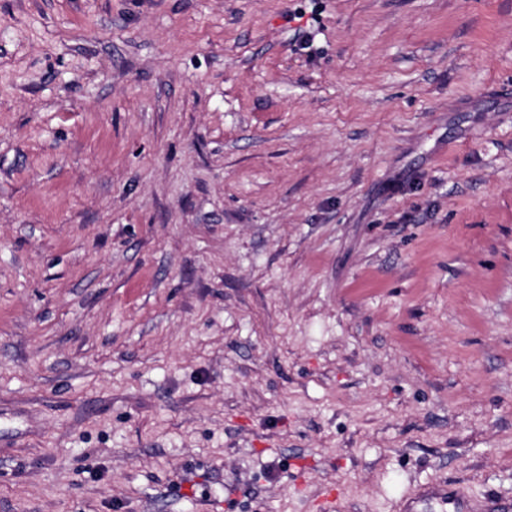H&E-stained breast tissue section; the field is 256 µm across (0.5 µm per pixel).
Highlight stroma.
Instances as JSON below:
<instances>
[{"instance_id": "obj_1", "label": "stroma", "mask_w": 512, "mask_h": 512, "mask_svg": "<svg viewBox=\"0 0 512 512\" xmlns=\"http://www.w3.org/2000/svg\"><path fill=\"white\" fill-rule=\"evenodd\" d=\"M512 512V0H0V512ZM437 502L441 507L453 506L449 512H460L462 500L457 493L448 492V485H431L424 487L416 498L404 509L405 512H424L428 511V505L431 502Z\"/></svg>"}]
</instances>
